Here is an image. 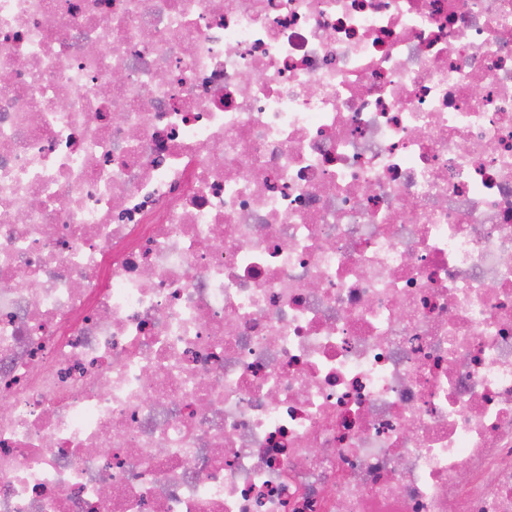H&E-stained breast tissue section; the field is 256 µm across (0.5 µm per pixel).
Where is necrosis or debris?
I'll use <instances>...</instances> for the list:
<instances>
[{
  "instance_id": "obj_1",
  "label": "necrosis or debris",
  "mask_w": 512,
  "mask_h": 512,
  "mask_svg": "<svg viewBox=\"0 0 512 512\" xmlns=\"http://www.w3.org/2000/svg\"><path fill=\"white\" fill-rule=\"evenodd\" d=\"M0 512H512V0H0Z\"/></svg>"
}]
</instances>
